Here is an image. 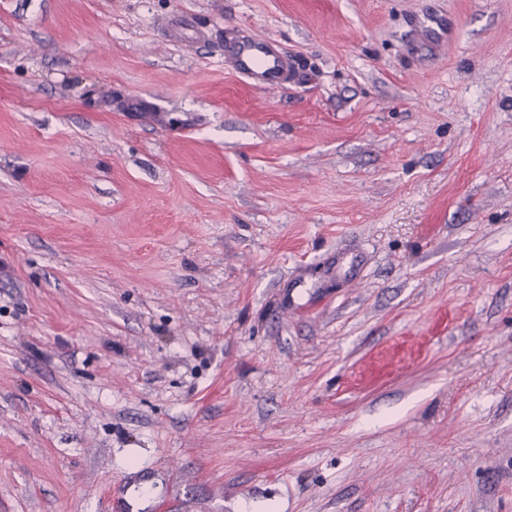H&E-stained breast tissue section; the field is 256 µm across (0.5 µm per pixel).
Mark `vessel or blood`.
<instances>
[{"label": "vessel or blood", "instance_id": "obj_1", "mask_svg": "<svg viewBox=\"0 0 512 512\" xmlns=\"http://www.w3.org/2000/svg\"><path fill=\"white\" fill-rule=\"evenodd\" d=\"M224 62L250 84L268 90L279 89L292 71L272 41L236 26L224 29Z\"/></svg>", "mask_w": 512, "mask_h": 512}]
</instances>
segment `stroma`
Here are the masks:
<instances>
[{"label": "stroma", "instance_id": "stroma-1", "mask_svg": "<svg viewBox=\"0 0 512 512\" xmlns=\"http://www.w3.org/2000/svg\"><path fill=\"white\" fill-rule=\"evenodd\" d=\"M119 486L512 512V0H0V512ZM224 63L251 85L278 90L292 71L288 58L267 38L245 28L224 27Z\"/></svg>", "mask_w": 512, "mask_h": 512}]
</instances>
